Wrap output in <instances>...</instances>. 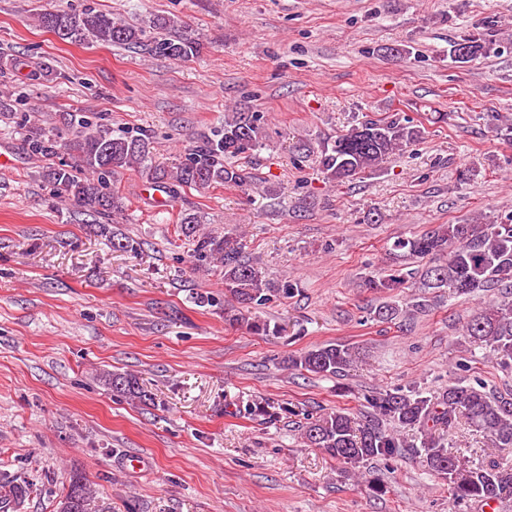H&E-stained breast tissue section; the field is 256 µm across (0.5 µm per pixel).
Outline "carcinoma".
<instances>
[{"mask_svg": "<svg viewBox=\"0 0 512 512\" xmlns=\"http://www.w3.org/2000/svg\"><path fill=\"white\" fill-rule=\"evenodd\" d=\"M38 22L70 43L135 48L145 39L144 29L91 9L46 11L39 14ZM467 42L471 52L461 57L454 48L451 54L455 60L464 62L492 49L484 39L469 38ZM203 48L200 39L184 36L153 41L154 53L179 61L199 54ZM67 126L72 133L67 139L54 137L36 125L27 126L24 144L34 155L59 159L44 173L54 195L104 219L90 224L93 233L109 238L113 250L133 256L138 255L139 245L120 230L110 228V222L124 209L123 197L112 185V175L120 171L142 172L153 186L173 198L187 188L205 191L227 183L239 186L245 184V176L234 160L260 148L265 138L263 114L237 112L186 148L176 171L169 172L148 164L151 136L146 132L115 136L77 112L69 114ZM421 135L418 127L397 114L360 122L322 149L324 178L345 182L366 172H378L392 154L416 143ZM180 230L192 239L197 260L224 263V288L243 308L249 310L273 297L294 292L295 284L268 279L262 267L244 258L236 235L200 234L196 218L189 216L180 219ZM392 250L409 259H427L429 265L365 278L366 286L376 290H391L418 279L421 294L414 298L411 309L384 302L375 310V316L382 321L391 322L411 310L426 311L431 294L465 296L497 289L512 295V224H441L415 237L395 240ZM462 335L489 348L502 369L512 370V299L490 302L467 321ZM355 359L354 348L336 343L292 355L288 366L337 378L345 375ZM104 382L116 397L152 400L151 393L132 374L109 373ZM365 402L368 411L360 423L341 408L307 419L302 426L306 443L322 449L349 469L370 460L395 459L408 449L447 482L457 503L486 504L512 497V465L498 460L471 465L465 457L448 452L447 438L463 416L473 427L488 433L495 447L512 453V398L493 393L477 378L467 385L452 384L436 396H426L415 387L375 389L367 394ZM406 427L419 430L420 446H409L398 437L397 429ZM93 502L90 484L75 475L57 504V512H92Z\"/></svg>", "mask_w": 512, "mask_h": 512, "instance_id": "carcinoma-1", "label": "carcinoma"}]
</instances>
